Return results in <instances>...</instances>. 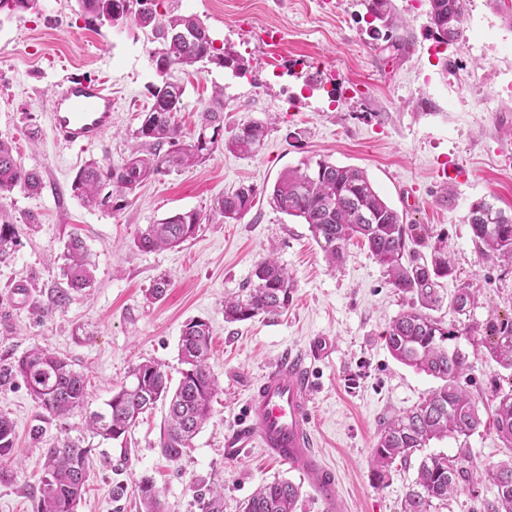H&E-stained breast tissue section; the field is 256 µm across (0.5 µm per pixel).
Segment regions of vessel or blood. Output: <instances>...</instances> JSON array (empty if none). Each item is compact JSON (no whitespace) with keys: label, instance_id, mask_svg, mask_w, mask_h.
Wrapping results in <instances>:
<instances>
[{"label":"vessel or blood","instance_id":"1","mask_svg":"<svg viewBox=\"0 0 512 512\" xmlns=\"http://www.w3.org/2000/svg\"><path fill=\"white\" fill-rule=\"evenodd\" d=\"M112 86L73 71L56 85L50 98L51 129L57 142L88 148L112 127ZM310 370L303 356L289 355L266 371L250 394L240 427L226 440L228 448L258 445L270 458L298 471L322 496L331 512H345L335 482L315 446L309 421Z\"/></svg>","mask_w":512,"mask_h":512}]
</instances>
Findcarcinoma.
Wrapping results in <instances>:
<instances>
[{
	"label": "carcinoma",
	"mask_w": 512,
	"mask_h": 512,
	"mask_svg": "<svg viewBox=\"0 0 512 512\" xmlns=\"http://www.w3.org/2000/svg\"><path fill=\"white\" fill-rule=\"evenodd\" d=\"M81 11L101 26L115 21L110 10L134 17L142 29L150 30L157 46L150 52L157 82L151 86L153 103L141 126L135 131L136 144L124 163L91 162L75 175L71 191L84 205L119 210L145 181L173 171L203 163L219 148L249 154L267 135V126L245 121L224 137V92L214 91L204 108L201 123L193 136H186L176 123L182 109L185 88L168 79L174 67L193 68L214 64L240 72V59L214 45L208 28L194 15L170 14L162 18L160 0H78ZM369 14L385 29V39L394 50L403 52L405 44L392 39L400 18L392 0H364ZM432 35L440 43L458 42L464 37V20L469 0H428ZM38 0H0V14L34 11ZM20 187L32 193L42 189L39 174L25 168L14 156L11 143L0 140V198ZM256 190L240 186L217 200L214 211L224 221H237L252 208ZM270 200L281 212L308 224L325 260L334 265L344 255L348 241L360 239L371 256L385 269L388 278L411 303L384 331L386 347L392 357L440 381L415 409L398 413L383 421L374 445L373 480L385 482L394 464L407 465L431 441L469 437L480 428L493 430L506 447H512V389L495 392L488 402L467 391L460 379L469 369L468 356L450 346L460 331L447 326L432 311L442 303L441 280L453 274L448 249L439 245L422 256L411 244L422 239L420 225L406 224L391 207L362 169L338 166L323 158L309 160L285 171L274 183ZM473 241L483 258L506 257L512 260V212L481 199L466 216ZM202 216L197 211L176 213L157 224H149L135 242L141 251L173 247L192 238ZM16 243L15 220L0 206V253ZM63 278L66 287L47 296V306L64 308L72 295L92 288L93 274L86 248L78 237L65 246ZM294 279L277 258H262L253 271V281L239 294L224 298V320L228 323L251 320L259 315H277L292 302ZM475 304V295L460 288L453 308L465 313ZM492 358L512 370V324L494 330ZM179 355L185 365L176 387L155 363H139L130 370L133 381L121 386L102 411L86 417L92 432L105 440L124 436L139 416L160 400H169L168 418L163 427L161 448L177 458L190 447L211 414V401L217 392L208 360L211 331L202 319H191L183 326ZM20 378L43 410L39 423L31 428V439H42L41 422L60 418L84 409L86 377L67 359L36 347L15 361L0 365V384ZM14 425L0 414V483L13 478ZM90 449L63 440L46 449L44 472L37 495V512H77L86 494ZM467 455L454 460L443 454L422 457L417 476L408 488L401 512H432L434 502H444L458 492L461 480L469 477ZM493 486V499L484 501V512H512V462H503L485 471ZM137 494L145 512H160L157 490L148 478L141 479ZM299 487L290 481L274 480L260 486L245 502L242 512H295ZM223 493L208 490L198 496L200 512H223Z\"/></svg>",
	"instance_id": "obj_1"
}]
</instances>
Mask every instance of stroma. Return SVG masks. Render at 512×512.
Here are the masks:
<instances>
[{
  "instance_id": "stroma-1",
  "label": "stroma",
  "mask_w": 512,
  "mask_h": 512,
  "mask_svg": "<svg viewBox=\"0 0 512 512\" xmlns=\"http://www.w3.org/2000/svg\"><path fill=\"white\" fill-rule=\"evenodd\" d=\"M393 4L405 20L397 31L410 43L405 54L371 38L363 0H164V8L200 18L216 46L244 65L238 73L212 65L172 69V80L185 87L176 115L183 132H194L220 86L225 128L262 121L269 133L257 151H217L204 164L146 183L112 212L85 207L70 186L85 163L119 165L127 157L156 81L149 31L131 21L96 26L77 0H39L37 10L0 16V137L13 140L19 161L43 182L39 193L18 187L0 200L13 216L39 218L35 229L18 226L16 244L0 256V364L40 346L88 377L86 410L47 421L37 447L30 428L38 405L22 381L0 387V413L14 424L20 454L12 482L0 484V512H34L42 451L64 438L91 451L78 512H138L135 488L145 476L162 512H199L198 494L215 487L224 490V512H241L260 484L274 480L299 485L296 512H330L297 471L262 448L224 447L262 374L287 351L312 357L310 426L346 512H400L416 469L393 467L388 482L376 485V434L383 420L418 405L437 382L390 355L383 332L407 302L368 249L349 242L342 263L329 268L307 225L270 205L279 175L313 156L366 171L407 223L423 225L421 254L447 246L455 271L443 282L437 315L477 332L458 341L471 364L466 388L485 398L512 389V372L489 354L491 326L512 322V262L484 260L465 220L480 199L512 210V25L494 0H470L465 41L438 46L427 0ZM267 27L281 31V53L302 59V71L270 62L258 37ZM67 69L112 81V128L85 151L66 149L52 136L49 99ZM242 184L255 186L254 205L225 223L212 206ZM448 185L455 190L450 203L443 200ZM189 210L203 217L192 239L150 252L135 248L140 229ZM73 236L88 249L94 286L89 296L51 309L43 293L64 287V246ZM271 250L294 277L288 309L225 322V297L247 286ZM161 276L170 280L165 298L148 300L147 289ZM464 283L478 302L460 315L450 302ZM194 318L212 330L209 364L218 391L190 448L175 460L163 454L168 406L161 401L125 437L92 433L88 413L128 383L135 365L150 361L180 380L181 330ZM321 338L331 350L317 358ZM428 451L452 459L464 452L487 466L512 458L483 428L431 442ZM119 486L125 492L117 497Z\"/></svg>"
}]
</instances>
